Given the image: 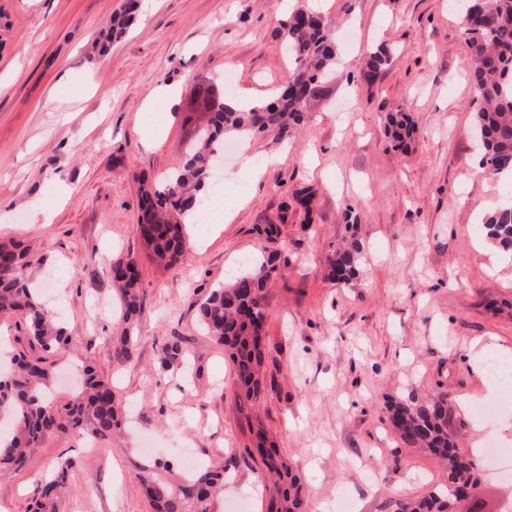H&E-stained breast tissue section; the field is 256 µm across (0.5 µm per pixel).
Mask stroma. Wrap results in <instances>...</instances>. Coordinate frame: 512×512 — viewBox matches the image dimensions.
I'll return each mask as SVG.
<instances>
[{
    "label": "stroma",
    "instance_id": "stroma-1",
    "mask_svg": "<svg viewBox=\"0 0 512 512\" xmlns=\"http://www.w3.org/2000/svg\"><path fill=\"white\" fill-rule=\"evenodd\" d=\"M125 0H0V238L30 245L26 275L65 325L55 395L75 390L73 363L92 360L121 396L124 433L91 448L61 434L19 469L0 470V512H32L53 464L73 467L59 512H148L136 475L182 449L199 466L224 467L217 512H266L259 460L247 446L265 429L308 487L306 512H394L396 501L444 482L431 456L403 447L388 404L408 392L447 393L459 440L472 450L492 436L512 442V406L470 420L489 401L473 350H512V260L486 239L483 220L505 187L479 165L474 138L470 49L460 0H331L336 74L327 108L288 145L272 136L239 139L211 197V222L192 227L201 251L178 267L157 265L136 236L141 183L161 181L183 158L190 131L206 116L192 104L201 83L271 98L291 70L280 23L311 0H140L134 24L108 58L87 49ZM392 62L375 82L361 76L366 48ZM162 87L166 106L142 125ZM416 123L406 145L385 116ZM281 153L254 178L245 158ZM312 192L309 211L286 208ZM280 224L279 268L263 295L264 395L239 407L234 369L200 328L211 290L261 260L266 224ZM358 240L360 276L329 279L325 259ZM133 257L143 312L135 356L114 365L108 343L121 327L110 272ZM183 358L162 362L166 345Z\"/></svg>",
    "mask_w": 512,
    "mask_h": 512
}]
</instances>
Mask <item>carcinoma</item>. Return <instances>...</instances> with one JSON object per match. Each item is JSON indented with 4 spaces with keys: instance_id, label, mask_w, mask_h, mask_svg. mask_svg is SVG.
I'll return each instance as SVG.
<instances>
[{
    "instance_id": "cac0c4a2",
    "label": "carcinoma",
    "mask_w": 512,
    "mask_h": 512,
    "mask_svg": "<svg viewBox=\"0 0 512 512\" xmlns=\"http://www.w3.org/2000/svg\"><path fill=\"white\" fill-rule=\"evenodd\" d=\"M136 0H127L124 11L112 17L95 41V51L104 56L112 41L131 25ZM463 30L471 58L469 78L478 109L475 127L482 142L481 165L491 173H512V0H465ZM288 56L295 67L288 84L270 101L247 110L213 101L206 126L194 131L182 165L168 174L161 185L141 188L140 215L136 230L167 266L185 259L189 238L186 213L202 202L201 192L211 186L218 146L230 135L257 136L274 133L275 140L292 139L296 129L325 96V84L336 66V42L330 24L319 14L298 8L281 22ZM391 63V53L380 49L369 54L363 76L374 80ZM415 123L405 112L388 114V134L399 144L411 138ZM487 236L503 250L512 251V202L485 220ZM28 250L10 240L0 242V313L24 318L31 344L42 354L27 358L11 356L10 366L0 367V418L14 422L10 439L0 442V466L21 467L27 453L39 448L56 433L105 440L124 424V412L111 382L101 376L93 362L78 367L82 378L78 395L59 402L47 395L55 374L48 356L67 345L62 323L43 308L24 269ZM277 251L213 289L199 307V323L219 345L224 346L236 377L240 405L260 400L265 360L263 292L277 271ZM364 255L360 244L338 247L327 258L330 279L347 283L359 274ZM118 287L124 327L112 337V362L121 366L132 356L136 343L135 321L141 316L143 297L140 272L128 258L111 269ZM388 420L401 444L429 453L447 468L446 482L427 495L407 499L398 512H452L453 503L481 481L482 469L473 455L458 446L460 428L453 423L448 395L435 393L421 398L414 393L388 406ZM256 451L262 473L271 480L267 512H304L303 478L291 461L274 445H266L265 432H257ZM72 462L56 463L57 479L35 490L37 512H57L56 504ZM166 475L153 471L137 474L153 512H214L215 500L224 488V468L177 474L163 465Z\"/></svg>"
}]
</instances>
